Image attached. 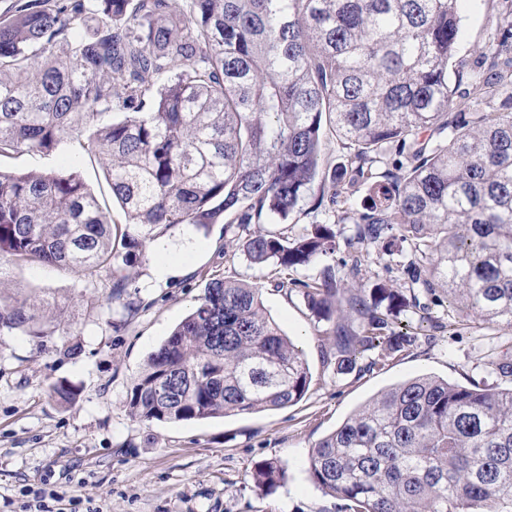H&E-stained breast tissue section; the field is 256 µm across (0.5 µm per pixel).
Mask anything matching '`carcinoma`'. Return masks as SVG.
I'll return each instance as SVG.
<instances>
[{
    "label": "carcinoma",
    "instance_id": "cac0c4a2",
    "mask_svg": "<svg viewBox=\"0 0 512 512\" xmlns=\"http://www.w3.org/2000/svg\"><path fill=\"white\" fill-rule=\"evenodd\" d=\"M460 0H16L0 15V158L69 142L106 163L126 227L76 173L0 170V263L70 270L86 282L131 262L140 239L224 221L229 244L270 284L296 290L334 324L336 374L360 357L412 346L433 319L419 296L441 292L459 318L508 331L512 346V9L494 22L471 83L481 112L448 122V69ZM353 145L324 166V127ZM446 136L413 137L420 129ZM405 156L393 180L373 166ZM368 191L347 243L388 257L409 246V286L366 287L298 269L336 250L335 225L287 224L307 194L331 213ZM254 224H278L255 230ZM347 304L351 324H342ZM44 346L27 298L0 294V332ZM512 377V353L485 363ZM311 373L302 349L264 311L262 289L210 279L193 311L147 358L128 407L141 422L277 410ZM338 512H512V387L429 374L400 381L352 412L309 454ZM277 460L255 465L269 491Z\"/></svg>",
    "mask_w": 512,
    "mask_h": 512
}]
</instances>
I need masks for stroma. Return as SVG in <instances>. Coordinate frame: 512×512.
<instances>
[{
    "label": "stroma",
    "instance_id": "obj_1",
    "mask_svg": "<svg viewBox=\"0 0 512 512\" xmlns=\"http://www.w3.org/2000/svg\"><path fill=\"white\" fill-rule=\"evenodd\" d=\"M504 0H464L449 80L456 96L493 32ZM4 171H75L103 198L115 223L125 216L110 200L105 164L69 146L42 156L0 160ZM223 224L198 230L181 224L146 241L127 269L121 299L102 273L96 287L76 274L34 263L0 267V291L49 299L57 311L39 315L54 332L38 347L19 332L0 333V512H37L35 490L71 500L73 512H336L334 498L314 483L308 456L316 442L387 387L429 373L462 385L481 379L490 329L471 320L432 329L431 340L378 363L377 352L345 375L324 362L331 326L316 321L300 294L263 287L267 314L302 348L312 381L305 397L279 410L180 423H143L127 398L149 354L185 318L214 276L254 281L243 254L226 255ZM168 274L159 275L160 266ZM139 306L127 315L124 302ZM81 348L66 355V345ZM66 383L73 404H60L53 385ZM280 461L286 477L275 491L258 487L256 462Z\"/></svg>",
    "mask_w": 512,
    "mask_h": 512
}]
</instances>
